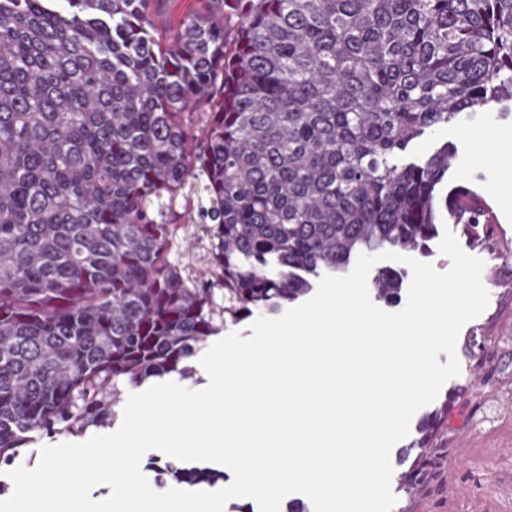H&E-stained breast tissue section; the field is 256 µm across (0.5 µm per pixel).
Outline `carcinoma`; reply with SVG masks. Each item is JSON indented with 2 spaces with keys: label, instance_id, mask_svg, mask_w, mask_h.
I'll return each instance as SVG.
<instances>
[{
  "label": "carcinoma",
  "instance_id": "1",
  "mask_svg": "<svg viewBox=\"0 0 512 512\" xmlns=\"http://www.w3.org/2000/svg\"><path fill=\"white\" fill-rule=\"evenodd\" d=\"M0 0V461L112 423L121 389L307 297L362 254L419 250L487 204L443 193L426 131L512 111V0ZM391 304L399 270L372 279ZM448 404L396 451L437 467ZM178 482L211 481L169 463ZM201 0H158L154 21L158 27L175 28L186 16L200 11Z\"/></svg>",
  "mask_w": 512,
  "mask_h": 512
}]
</instances>
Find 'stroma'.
Instances as JSON below:
<instances>
[{
  "label": "stroma",
  "instance_id": "1",
  "mask_svg": "<svg viewBox=\"0 0 512 512\" xmlns=\"http://www.w3.org/2000/svg\"><path fill=\"white\" fill-rule=\"evenodd\" d=\"M510 136L511 117L482 112L466 128L441 127L410 150L420 158L440 143H454L449 186L475 187L493 216L475 238H458L467 254L483 260L481 279L489 300L459 333L460 373L436 397L450 404L448 423L438 434L446 453L412 501L411 512H512V160L485 155L489 143ZM474 336L490 337L491 342L485 353L470 359L465 351ZM67 440L64 434L41 436L21 447L10 464H0V498L8 499L14 491L10 467L35 468L43 447Z\"/></svg>",
  "mask_w": 512,
  "mask_h": 512
}]
</instances>
